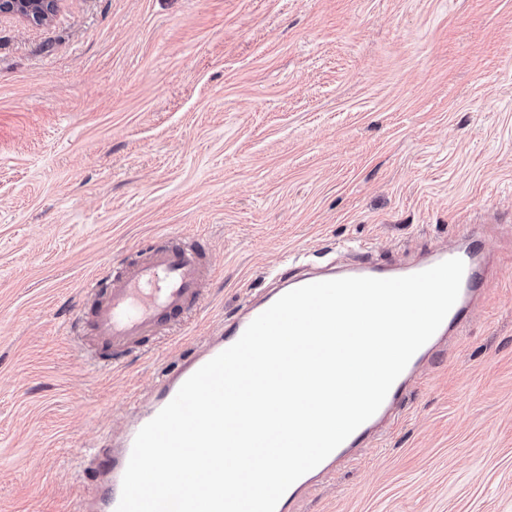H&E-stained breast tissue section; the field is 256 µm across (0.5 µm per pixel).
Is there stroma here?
<instances>
[{
  "instance_id": "35a3bbf8",
  "label": "stroma",
  "mask_w": 512,
  "mask_h": 512,
  "mask_svg": "<svg viewBox=\"0 0 512 512\" xmlns=\"http://www.w3.org/2000/svg\"><path fill=\"white\" fill-rule=\"evenodd\" d=\"M473 225L492 283L395 423L299 512H512V0H61L0 16V512H74L129 397L288 255ZM202 235L170 340L94 369L88 284ZM59 0H1L0 14L20 17L30 23L47 22L56 12Z\"/></svg>"
}]
</instances>
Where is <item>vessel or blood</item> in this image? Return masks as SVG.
<instances>
[{"label":"vessel or blood","mask_w":512,"mask_h":512,"mask_svg":"<svg viewBox=\"0 0 512 512\" xmlns=\"http://www.w3.org/2000/svg\"><path fill=\"white\" fill-rule=\"evenodd\" d=\"M461 238L462 245L436 249L429 258L415 264L383 268L367 265L359 259L337 271L305 269L277 275L278 286L270 295L225 321L223 330L209 337L191 358L167 370L148 406L135 410L131 424L117 444L99 449L90 467L91 480L79 500L78 512H115L138 431L172 400L195 371L235 343L250 322L282 295L319 281L344 277H400L451 258L462 259L465 271L457 302L434 336L412 357L379 410L319 464L315 472L299 478L279 500L276 512H295L298 495L315 474L324 473L336 460L351 455L354 448L388 418L402 396L418 382L424 365L438 356L441 340L460 331L470 306L484 294L489 275L479 261L481 243L469 230L463 231ZM211 273L212 267L200 237L173 234L165 247L144 249L135 261L114 268L105 279L93 281L90 285L94 297L92 330L102 353L117 360L139 349L148 338L173 335L175 328L198 306Z\"/></svg>","instance_id":"1"}]
</instances>
